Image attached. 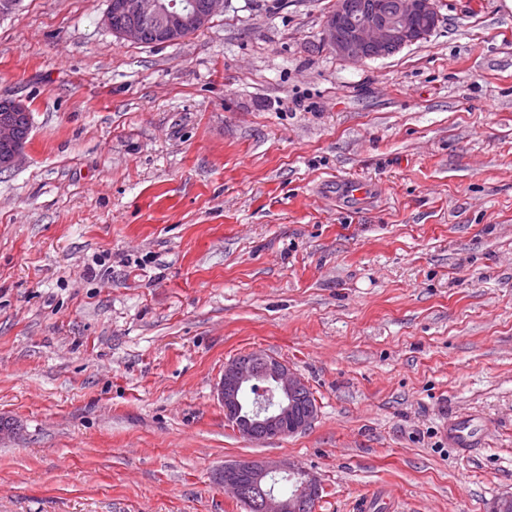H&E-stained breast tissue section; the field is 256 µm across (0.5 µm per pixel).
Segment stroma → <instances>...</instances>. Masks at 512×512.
Instances as JSON below:
<instances>
[{
    "instance_id": "obj_1",
    "label": "stroma",
    "mask_w": 512,
    "mask_h": 512,
    "mask_svg": "<svg viewBox=\"0 0 512 512\" xmlns=\"http://www.w3.org/2000/svg\"><path fill=\"white\" fill-rule=\"evenodd\" d=\"M107 0L0 16V512H246L241 457L319 477L314 512H492L512 494V10L439 0L425 40L349 62L336 0H224L168 46ZM367 187L353 200L340 187ZM306 381V431L224 418L228 361ZM486 420L448 445L450 419ZM29 112V108L21 100L8 99L0 101V172L11 170L22 159L29 136L27 122L17 128L20 117Z\"/></svg>"
}]
</instances>
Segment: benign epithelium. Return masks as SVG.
Wrapping results in <instances>:
<instances>
[{"label": "benign epithelium", "instance_id": "benign-epithelium-1", "mask_svg": "<svg viewBox=\"0 0 512 512\" xmlns=\"http://www.w3.org/2000/svg\"><path fill=\"white\" fill-rule=\"evenodd\" d=\"M345 0H336V9L323 25L321 38L336 54L351 62L372 56L383 57L431 35L440 16L436 0H399L397 10L380 9L358 19L340 22ZM224 10V0H111L104 23L112 27V13L124 18L115 33L124 41L142 39V23L156 27L157 43L172 45L188 29H203ZM29 111L21 100L0 101V172L14 168L22 159L26 143L17 134L20 117ZM254 361L233 359L224 365L217 385V398L224 405V417L238 435L249 441L264 439L288 429L295 434L311 426L316 411L303 417L294 414L295 398L308 386L298 373L275 357L253 355ZM286 473L297 478L294 490L283 494L272 480ZM224 492L236 500L255 493L260 512H308L321 498L320 480L288 460L244 457L224 463L217 473Z\"/></svg>", "mask_w": 512, "mask_h": 512}]
</instances>
